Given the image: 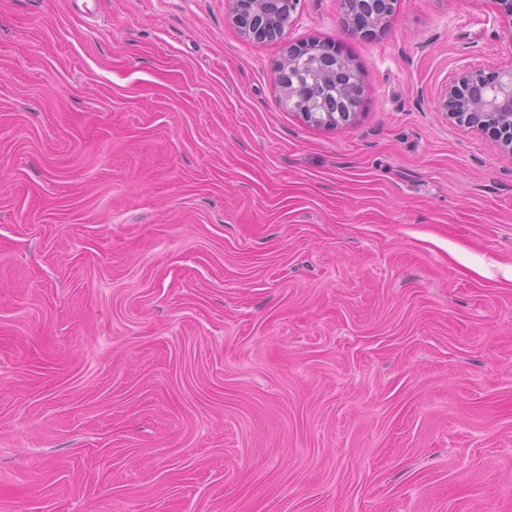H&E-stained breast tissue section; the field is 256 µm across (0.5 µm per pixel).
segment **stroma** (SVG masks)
Masks as SVG:
<instances>
[{
  "instance_id": "35a3bbf8",
  "label": "stroma",
  "mask_w": 512,
  "mask_h": 512,
  "mask_svg": "<svg viewBox=\"0 0 512 512\" xmlns=\"http://www.w3.org/2000/svg\"><path fill=\"white\" fill-rule=\"evenodd\" d=\"M230 7L0 0V512H512V153L438 110L512 34ZM310 40L354 123L275 85ZM275 0H234L232 1V19L241 34L249 40L262 42L265 29L256 28L254 23L257 17L263 15L267 26L274 30L277 40H284L286 30L290 26L292 14L297 10L300 0H292L295 8L288 17H283L269 9L268 4ZM270 39L275 40V34L268 32ZM308 50L309 54H318L320 59L318 70L315 75L321 83L334 82L338 83L341 77L343 84L348 91L350 98L356 102H360L359 106L353 107L349 105L348 112H336L337 105L340 110L345 108L343 98H347L345 90L339 91L338 99L329 96L328 103L331 112L315 111L307 112L314 104L305 88L296 83V91L293 93L286 82H283V74L291 75L292 57L298 53ZM328 55L327 63L321 60L322 55ZM288 63V69H286ZM283 68H285L283 70ZM275 83L283 92L284 98L290 102L295 108L296 114L300 115L305 121L310 122L318 127L332 128L342 124H348L355 120L358 115V108L361 106L363 98V85L358 70L351 60L343 54L336 43L311 41L307 43H286L282 59L275 67Z\"/></svg>"
}]
</instances>
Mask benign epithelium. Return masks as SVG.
Wrapping results in <instances>:
<instances>
[{
  "mask_svg": "<svg viewBox=\"0 0 512 512\" xmlns=\"http://www.w3.org/2000/svg\"><path fill=\"white\" fill-rule=\"evenodd\" d=\"M274 0H233L232 19L241 34L249 40L260 42L265 36L261 28L255 27L257 17L266 18L267 26L274 30L277 39H285L291 17H283L269 9ZM351 0H341L342 29L355 34H374L386 28L396 0H384L386 10L370 15L363 11L353 12ZM309 51L320 56L328 55L327 62H319L316 78L319 82L343 80L350 98L362 101L363 85L358 70L351 60L334 43L311 41L286 43L282 59L275 67V83L284 98L292 103L296 114L318 127L332 128L348 124L358 115L351 106L347 112H313V101L301 85L291 91L283 82V75L291 74L292 57ZM438 111L450 121H456L490 136L497 149L512 153V71L476 72L462 76L458 82L443 89L438 100Z\"/></svg>",
  "mask_w": 512,
  "mask_h": 512,
  "instance_id": "7a95c632",
  "label": "benign epithelium"
}]
</instances>
